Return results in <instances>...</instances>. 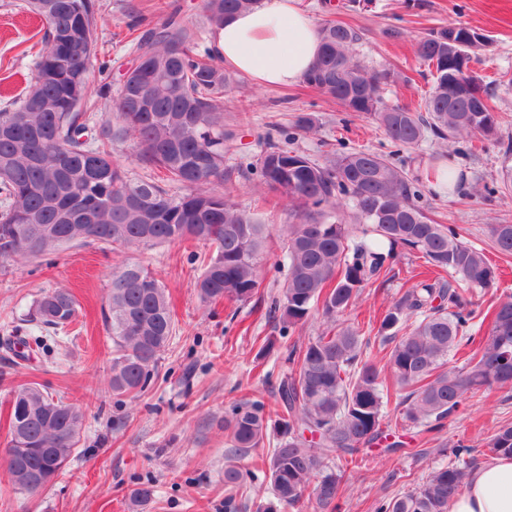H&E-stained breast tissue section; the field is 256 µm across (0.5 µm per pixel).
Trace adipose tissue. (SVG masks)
<instances>
[{"label":"adipose tissue","instance_id":"adipose-tissue-1","mask_svg":"<svg viewBox=\"0 0 512 512\" xmlns=\"http://www.w3.org/2000/svg\"><path fill=\"white\" fill-rule=\"evenodd\" d=\"M225 68L267 88L297 84L315 61L320 33L301 0H259L227 16L211 41ZM449 512H512V457L493 456L474 467Z\"/></svg>","mask_w":512,"mask_h":512}]
</instances>
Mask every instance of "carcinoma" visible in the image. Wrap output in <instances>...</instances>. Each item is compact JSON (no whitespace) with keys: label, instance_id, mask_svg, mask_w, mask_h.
<instances>
[{"label":"carcinoma","instance_id":"carcinoma-1","mask_svg":"<svg viewBox=\"0 0 512 512\" xmlns=\"http://www.w3.org/2000/svg\"><path fill=\"white\" fill-rule=\"evenodd\" d=\"M259 0H204L207 25ZM45 24V47L28 92L0 111V262L40 258L72 242L96 241L115 253L187 238L212 248L194 287L200 299L246 303L258 294L273 234L281 239L286 277L267 316L281 331L304 324L312 312L321 333L288 350L273 391L274 405L242 400L224 415L229 444L224 463L225 512L248 508L250 469L244 460L275 440L262 464L267 486L252 487L255 512H334L346 484L336 457L355 461L379 441L385 409L395 403L400 428L418 436L438 433L467 396L496 385L512 389V296L483 309L473 297L492 286L495 268L483 250L456 229L431 220L421 205V181L371 151L327 154L318 161L272 142L249 168L224 167V67L176 10L151 27H131L137 58L128 77L144 103L113 97L112 135L86 138L89 74L96 55V0H27ZM469 27L431 30L416 46L433 86L414 107L386 102L382 85L394 76L370 70L356 57L358 34L327 22L305 82L346 112L375 121L399 148L426 134L442 140L474 135L498 147L506 165L501 184L512 191V141L499 138V113L488 88L471 68V50L484 36L457 45ZM137 139L139 160L153 174L133 179L112 160L105 140ZM254 175L288 202V223L276 227L238 207L226 185ZM176 186L180 193L172 194ZM363 225L354 236L349 221ZM494 248L512 254V221L488 225ZM424 260L431 276L417 282L386 310L378 332L382 361L366 356L359 328L339 322L361 293L391 271L397 248ZM108 312L112 379L117 396L134 397L155 375L176 324L163 284L149 268L124 263L112 271ZM77 317L74 295L56 288L39 295L28 321L62 330ZM466 351L464 365L448 356ZM83 424L81 412L37 386L14 391L6 468L15 489L34 495L51 486L70 461ZM494 455L512 456V425L488 442ZM466 470H434L417 490L382 501L376 512H448ZM153 486L141 484L132 505L146 506Z\"/></svg>","mask_w":512,"mask_h":512}]
</instances>
